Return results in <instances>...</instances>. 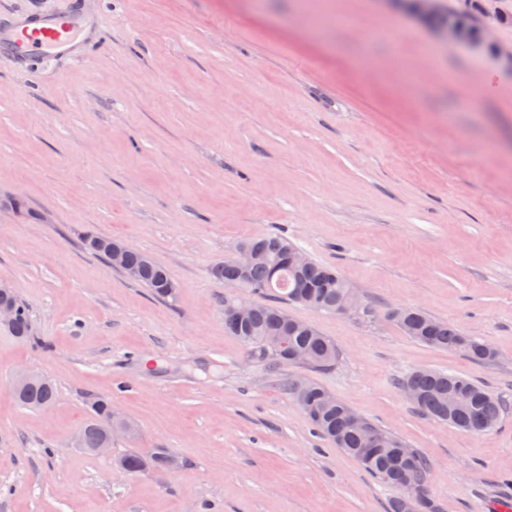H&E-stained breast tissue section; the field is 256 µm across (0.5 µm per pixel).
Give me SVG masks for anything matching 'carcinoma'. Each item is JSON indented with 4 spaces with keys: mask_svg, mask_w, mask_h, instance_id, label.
<instances>
[{
    "mask_svg": "<svg viewBox=\"0 0 512 512\" xmlns=\"http://www.w3.org/2000/svg\"><path fill=\"white\" fill-rule=\"evenodd\" d=\"M446 16L478 30L477 15L472 12L449 9ZM239 247L258 252L246 273H240L230 259L211 271L218 280L240 282L241 294L224 297L226 331L246 346L249 356L269 361L268 368L274 372L294 364L292 355L297 350L307 353L305 366L309 369H331L338 358L334 341L312 324L288 315L281 304L297 303L318 312L336 313L350 293L349 285L334 270L312 259L302 267L289 265L288 253L295 247L279 235L246 239ZM126 267L139 271L134 282L148 288L156 299L166 301L175 297V292L168 288L173 282L169 272L152 260L145 261L143 253L130 251ZM247 294L258 295L264 301L252 303L253 313L248 322L235 324L233 309ZM12 300L16 314L7 330L14 338L27 341L31 339L28 310L17 297ZM381 312L405 335L425 345L458 352L478 363H490L496 356L493 347L419 309L384 307ZM398 383L402 389L413 392V405L422 416L464 431L483 433L493 428L501 415L499 399L463 377L416 369ZM279 385L300 406L315 433L354 457L378 483L399 492L390 500L388 512H406L405 502L409 499L417 504L415 512H436L428 489L430 465L418 451L369 421L363 429L355 426L354 411L311 378L282 374ZM54 397V387L42 376L15 394L21 406L34 410L48 407ZM111 417L112 400L103 397L91 403L82 430L84 450L91 453L101 447L106 434L99 421ZM116 465L133 475L145 471L168 474L182 467V461L166 448H154L149 452L129 451L116 459Z\"/></svg>",
    "mask_w": 512,
    "mask_h": 512,
    "instance_id": "carcinoma-1",
    "label": "carcinoma"
}]
</instances>
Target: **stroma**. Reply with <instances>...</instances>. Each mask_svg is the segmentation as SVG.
I'll list each match as a JSON object with an SVG mask.
<instances>
[{
  "instance_id": "stroma-1",
  "label": "stroma",
  "mask_w": 512,
  "mask_h": 512,
  "mask_svg": "<svg viewBox=\"0 0 512 512\" xmlns=\"http://www.w3.org/2000/svg\"><path fill=\"white\" fill-rule=\"evenodd\" d=\"M85 57L0 60V281L33 339L0 328V512H388L395 491L314 434L224 328L214 265L282 236L377 306L417 307L489 343L483 365L391 322L285 304L332 339L313 376L432 465L437 512H512V0L489 43H445L399 0H80ZM123 240L177 285L162 302L86 251ZM428 368L503 403L481 434L422 417L398 385ZM28 370L56 400L30 410ZM137 428L76 447L90 397ZM168 448L166 475L116 458ZM33 376V374L25 371L17 372L13 381L12 390L13 393H15L16 401L22 407L34 410L44 409L53 402L55 390L52 384L42 376L37 375V377L31 382ZM21 390L23 391L19 392Z\"/></svg>"
}]
</instances>
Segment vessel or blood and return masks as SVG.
<instances>
[{"mask_svg": "<svg viewBox=\"0 0 512 512\" xmlns=\"http://www.w3.org/2000/svg\"><path fill=\"white\" fill-rule=\"evenodd\" d=\"M84 26L85 19L77 12L19 18L13 27L0 31V55L20 65L37 57L77 56L85 48L77 40Z\"/></svg>", "mask_w": 512, "mask_h": 512, "instance_id": "1", "label": "vessel or blood"}]
</instances>
